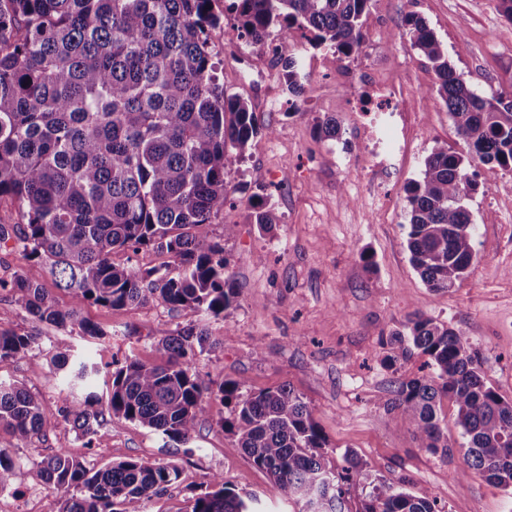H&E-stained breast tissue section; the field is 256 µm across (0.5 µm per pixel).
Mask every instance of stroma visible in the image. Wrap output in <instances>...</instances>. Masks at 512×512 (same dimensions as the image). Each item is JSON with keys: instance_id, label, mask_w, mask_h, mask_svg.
<instances>
[{"instance_id": "obj_1", "label": "stroma", "mask_w": 512, "mask_h": 512, "mask_svg": "<svg viewBox=\"0 0 512 512\" xmlns=\"http://www.w3.org/2000/svg\"><path fill=\"white\" fill-rule=\"evenodd\" d=\"M214 11L222 17L223 0ZM411 14L427 22L450 64L479 95L512 88V23L497 0H371L365 42L340 65L334 49L312 47L296 27L273 33L277 56L239 38L223 17L210 28L225 94L247 101L262 124L226 176L229 203L207 226L224 248L239 304L213 318L157 301L122 309L89 302L81 314L104 336H75L71 343L76 354L102 365L95 385L102 394L112 362L165 363L158 348L165 332L203 325L215 346L197 355L199 375L216 383L240 380L251 392L289 385L311 407L332 465H342L350 451L373 476L414 495L428 493L442 512H512L511 490L464 472L457 408L448 397L439 403L450 444L444 454L423 448L390 409L398 383L420 376L425 360L415 350L395 366L384 362L393 332L417 314L460 330L477 351L488 386L512 400V172L497 170L491 185L467 202L475 258L456 288H426L406 248V184L420 177L434 148L465 149L446 106L427 92L435 81L430 64L402 34ZM280 57L304 63L305 93L297 100L284 91ZM388 87L402 99L381 127L384 140L400 148L398 167L386 173L372 165L352 101ZM327 116L340 125L339 139L318 134L316 125ZM254 201L275 215L271 233L249 222ZM228 224L234 227L229 235ZM17 273L53 289L59 304L69 306V295L54 290L41 262L0 251V278ZM0 328L37 333L42 346L0 364V378L23 382L45 400L39 436L21 443L0 430V448L20 464L18 499L36 490L40 512H57L59 497L45 490L35 464L61 450L99 468L131 458L176 465L178 480L147 501L145 512H189L216 474L237 492L256 496L258 512H299L273 494L266 473L217 425L218 416H230V406L206 416L185 444L117 417L85 443L61 416L63 387L49 374L45 352L61 329L35 321L6 291H0Z\"/></svg>"}]
</instances>
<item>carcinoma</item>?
Wrapping results in <instances>:
<instances>
[{
  "label": "carcinoma",
  "mask_w": 512,
  "mask_h": 512,
  "mask_svg": "<svg viewBox=\"0 0 512 512\" xmlns=\"http://www.w3.org/2000/svg\"><path fill=\"white\" fill-rule=\"evenodd\" d=\"M213 0H0V202L20 224L0 215V250L8 241L27 260L41 261L71 298L59 305L46 289L16 273L0 279L40 322L67 335L105 332L80 317L87 302L121 308L157 300L219 318L237 307L239 289L224 250L207 240L212 216L224 211V176L261 131L248 103L227 96L214 76L207 31L220 23ZM370 0H229L234 30L254 45L297 25L311 43L349 56L364 44ZM410 37L431 64L428 92L448 108L468 152L434 149L418 179L405 186L407 249L422 282L449 291L475 256L467 200L478 188L475 168L512 171V92L485 98L448 62L427 23L406 18ZM288 93L304 92L298 60L281 62ZM326 139L340 136L332 116L317 123ZM251 223L268 232L272 213L252 206ZM153 247L174 268L116 265V249ZM164 365L126 360L112 371L106 401L92 390L61 398L59 411L91 446L107 417H120L186 443L212 402L234 404L219 419L252 463L267 473L274 493L300 512H437L419 496L372 476L356 454L345 465L325 462L326 441L309 405L288 385L242 392L241 381L212 388L193 370L213 348L205 328H176L159 340ZM428 356L432 376L399 383L391 409L420 436L423 447L448 452L438 415L446 395L457 407L465 468L512 489V401L485 382L477 352L461 332L418 315L394 334L393 366L411 349ZM40 349L39 337L0 329V364ZM50 374L87 384L101 368L70 359L71 342L58 338ZM44 399L25 385L0 379V428L26 441L43 430ZM42 483L60 494L58 512H143L144 503L178 478L169 463L129 459L96 469L63 451L36 463ZM16 462L0 449V487L11 486ZM369 488L352 511L347 494ZM255 498L213 477L212 490L192 512H256Z\"/></svg>",
  "instance_id": "carcinoma-1"
}]
</instances>
